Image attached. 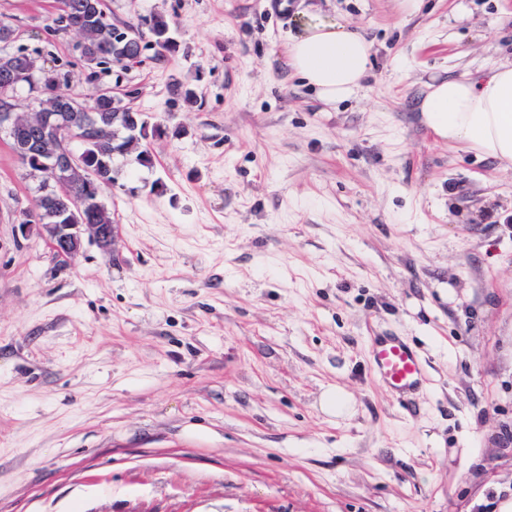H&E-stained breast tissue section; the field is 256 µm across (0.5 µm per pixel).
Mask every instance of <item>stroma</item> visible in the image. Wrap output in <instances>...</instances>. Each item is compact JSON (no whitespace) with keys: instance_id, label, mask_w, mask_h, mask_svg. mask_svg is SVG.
<instances>
[{"instance_id":"1","label":"stroma","mask_w":512,"mask_h":512,"mask_svg":"<svg viewBox=\"0 0 512 512\" xmlns=\"http://www.w3.org/2000/svg\"><path fill=\"white\" fill-rule=\"evenodd\" d=\"M173 51L70 89L160 124L112 161L119 226L59 262L23 235L35 182L0 141V512H500L512 499V172L441 140L427 86L512 61V0H106ZM371 71L330 107L287 65L304 14ZM37 66L55 0H0ZM191 90V101L173 85ZM424 388L374 378L368 338ZM340 389L349 415L320 407ZM370 357L378 382L398 398L418 391L426 383L421 357L403 336H371Z\"/></svg>"}]
</instances>
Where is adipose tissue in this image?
I'll list each match as a JSON object with an SVG mask.
<instances>
[{
	"label": "adipose tissue",
	"instance_id": "obj_1",
	"mask_svg": "<svg viewBox=\"0 0 512 512\" xmlns=\"http://www.w3.org/2000/svg\"><path fill=\"white\" fill-rule=\"evenodd\" d=\"M370 49L362 34L341 21L310 14L288 47V58L320 101L333 106L361 88ZM420 110L440 139L512 169V62L492 65L478 79L463 75L429 84Z\"/></svg>",
	"mask_w": 512,
	"mask_h": 512
}]
</instances>
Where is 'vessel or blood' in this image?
<instances>
[{"mask_svg": "<svg viewBox=\"0 0 512 512\" xmlns=\"http://www.w3.org/2000/svg\"><path fill=\"white\" fill-rule=\"evenodd\" d=\"M370 357L376 379L396 397L414 393L426 383L421 357L404 337L395 334L371 336Z\"/></svg>", "mask_w": 512, "mask_h": 512, "instance_id": "vessel-or-blood-1", "label": "vessel or blood"}]
</instances>
